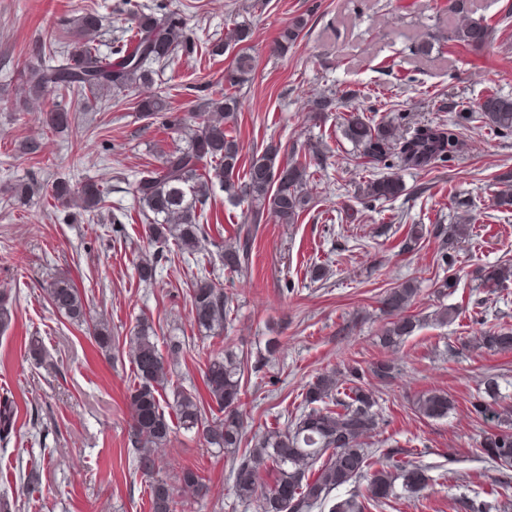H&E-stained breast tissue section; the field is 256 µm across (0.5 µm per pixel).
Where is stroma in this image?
<instances>
[{"mask_svg": "<svg viewBox=\"0 0 512 512\" xmlns=\"http://www.w3.org/2000/svg\"><path fill=\"white\" fill-rule=\"evenodd\" d=\"M142 3L180 12L198 43L194 53L178 54L155 75L148 93L182 112H202L223 88L237 52L232 46L214 56L211 48L235 23H249L255 70L239 91L242 108L232 127L244 154L273 141L282 146L281 160L311 147L326 159L324 168L309 170L313 208L296 224L269 218L255 225L249 260L232 275L222 255L246 226V208L216 191L212 205L221 221L208 232L205 263L221 275L231 306L218 336L191 323L190 268L164 265L150 286L135 269L139 255L155 248L145 237L133 185L158 169L163 153L179 144L177 134L137 112L131 94L113 104L77 93L48 96L47 107H66L74 116L61 132L47 129L45 109L16 105L19 71L48 59L44 43L67 42L68 23L83 9L101 16L95 44L108 56ZM469 3L472 20L497 23L480 50L449 41L458 18L448 0H0V292L16 299L12 324L0 332V395L19 407L16 434L0 441V493L17 499L19 512H149L145 480L127 456L126 396L134 380L129 338L144 319L160 351L170 340L181 343L163 402H171L175 390L202 389L204 370L224 348L262 364L261 372L249 374L243 396L251 435L290 424L305 385L319 373L391 360L389 384L364 380L379 413L367 444L374 451L399 449L401 461L428 467L431 482L382 512H456V497L483 495L502 477L512 478V468L481 456L490 425L471 411L487 376L512 395V351L464 347L489 327L512 328V287L491 294L473 279L480 267L512 261V206L497 203L498 177L512 172V133L462 122V148L453 161L424 171L399 169L405 192L366 206L361 186L385 170L363 164L341 132L352 90L363 94L373 119L402 113L407 131L434 124L441 106L471 107L492 90L512 95V0ZM301 14L309 19L302 36L287 57L276 56L280 30ZM424 40L432 44L425 55L417 51ZM328 93L335 108L312 120L314 99ZM31 141L38 145L33 153L24 149ZM58 178L76 187L102 185L101 216L87 218L45 197L20 202L8 192L22 181ZM465 211L478 233L455 246L453 268L440 266L439 243L430 237L400 252L411 225H448ZM317 267L325 273L319 281L311 278ZM452 272L457 288L441 293L439 281ZM57 275L76 281L94 318L111 327L115 350H101L86 328L55 312L43 287ZM408 280L419 288L410 313L420 325L399 348L387 350L377 338L384 322L379 300ZM443 307L455 310L451 323L432 321ZM34 338L43 346L40 366L28 354ZM434 391L453 400L447 417L418 412L417 399ZM155 455L159 478L176 488V512H257L233 492L234 449L207 448L179 429ZM33 467L40 480L30 484L25 477ZM186 467L203 471L205 496L177 489Z\"/></svg>", "mask_w": 512, "mask_h": 512, "instance_id": "35a3bbf8", "label": "stroma"}]
</instances>
